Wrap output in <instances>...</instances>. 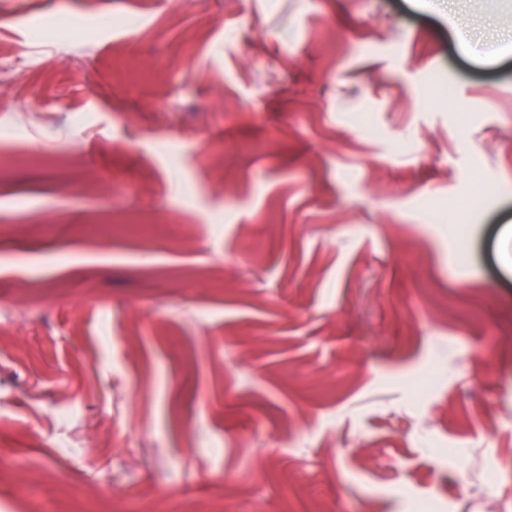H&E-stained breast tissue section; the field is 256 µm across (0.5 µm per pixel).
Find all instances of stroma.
Here are the masks:
<instances>
[{
	"instance_id": "1",
	"label": "stroma",
	"mask_w": 512,
	"mask_h": 512,
	"mask_svg": "<svg viewBox=\"0 0 512 512\" xmlns=\"http://www.w3.org/2000/svg\"><path fill=\"white\" fill-rule=\"evenodd\" d=\"M0 45V512L512 505V0H0Z\"/></svg>"
}]
</instances>
